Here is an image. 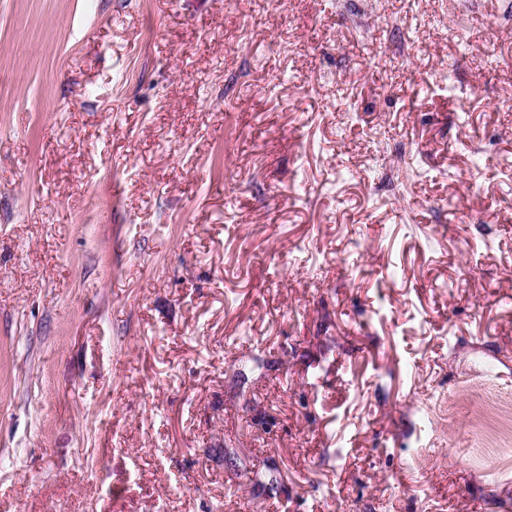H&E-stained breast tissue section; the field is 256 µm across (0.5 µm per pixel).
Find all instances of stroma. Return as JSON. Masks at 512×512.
<instances>
[{"label": "stroma", "mask_w": 512, "mask_h": 512, "mask_svg": "<svg viewBox=\"0 0 512 512\" xmlns=\"http://www.w3.org/2000/svg\"><path fill=\"white\" fill-rule=\"evenodd\" d=\"M0 512H512V0H0Z\"/></svg>", "instance_id": "1"}]
</instances>
